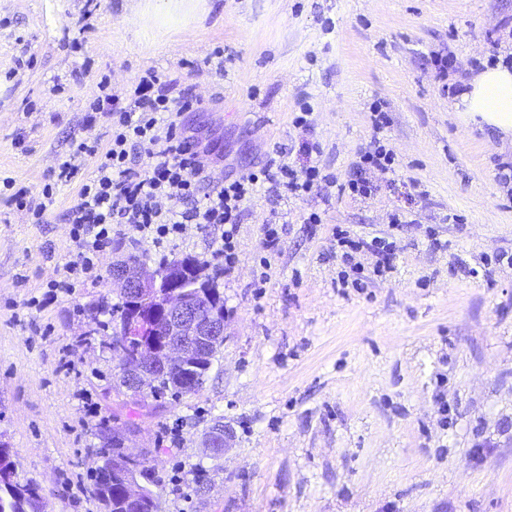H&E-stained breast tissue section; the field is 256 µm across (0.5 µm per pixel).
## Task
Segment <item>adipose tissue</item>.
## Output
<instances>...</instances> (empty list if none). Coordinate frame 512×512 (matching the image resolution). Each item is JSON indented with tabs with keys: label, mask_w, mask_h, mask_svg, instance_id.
Masks as SVG:
<instances>
[{
	"label": "adipose tissue",
	"mask_w": 512,
	"mask_h": 512,
	"mask_svg": "<svg viewBox=\"0 0 512 512\" xmlns=\"http://www.w3.org/2000/svg\"><path fill=\"white\" fill-rule=\"evenodd\" d=\"M469 122L512 135V67L499 63L480 71L460 96Z\"/></svg>",
	"instance_id": "adipose-tissue-1"
}]
</instances>
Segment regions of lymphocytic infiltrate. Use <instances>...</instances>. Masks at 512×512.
Returning <instances> with one entry per match:
<instances>
[{
	"instance_id": "lymphocytic-infiltrate-1",
	"label": "lymphocytic infiltrate",
	"mask_w": 512,
	"mask_h": 512,
	"mask_svg": "<svg viewBox=\"0 0 512 512\" xmlns=\"http://www.w3.org/2000/svg\"><path fill=\"white\" fill-rule=\"evenodd\" d=\"M158 77L154 72L141 76L132 94L121 97L110 90L109 77H102L88 106L91 113H103L112 119V138L106 148L82 143L74 152L60 158L53 175L60 184L80 181L78 198L67 211L78 245L75 258L65 271L68 279L77 275H93L95 258L111 247L120 231L135 240H149L163 245L175 240L187 224L223 226L221 244L212 252L210 265L227 274L238 260L239 234L245 205L264 187L300 199L325 187H337L339 193L365 198L374 191L368 170L395 175V155L380 138L387 125L382 110L371 114L375 132L370 144L359 152L357 161L345 182L324 173L313 156L319 153L317 142L305 139L299 145L303 165L290 162V152L274 145L265 163L236 178L212 181L201 161L212 151L194 136L181 129L174 110H187L200 104V97L189 94L179 103H171L155 93ZM101 156L95 173L83 177L86 158ZM336 243L344 261L352 265V276H341V287H362L365 269L355 263V254L370 253L373 275L393 270L395 245L388 236L364 238L347 229H337Z\"/></svg>"
}]
</instances>
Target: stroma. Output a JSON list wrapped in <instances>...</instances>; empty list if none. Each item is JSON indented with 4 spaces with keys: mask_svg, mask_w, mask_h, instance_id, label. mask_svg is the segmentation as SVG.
<instances>
[{
    "mask_svg": "<svg viewBox=\"0 0 512 512\" xmlns=\"http://www.w3.org/2000/svg\"><path fill=\"white\" fill-rule=\"evenodd\" d=\"M493 55H512V0H205L187 24L163 0H0V442L45 512H98L90 403L138 423L131 449L165 478L158 512H512V267L491 286L455 268L512 251V188L498 180L512 140L463 124L442 89ZM437 56L451 61L443 81ZM149 69L170 99L187 86L203 96L181 121L223 150L212 180L265 161L273 143L297 146L304 98L338 181L373 136L376 101L398 166L392 181L372 173L363 200L259 192L239 261L218 280L228 322L203 387L142 416L113 390L112 352L77 344L85 310L117 302L118 257L206 260L221 230L190 224L163 249L117 235L98 280L52 294L77 252L66 213L79 185L51 171L78 144L109 140L108 118L87 119L102 75L123 92ZM8 180L37 200L53 184L43 223L10 202ZM314 210L317 226L304 221ZM396 213L407 222L392 231ZM277 216L270 254L260 226ZM338 225L391 231L395 270L340 287ZM218 416L233 441L212 457L200 440Z\"/></svg>",
    "mask_w": 512,
    "mask_h": 512,
    "instance_id": "1",
    "label": "stroma"
}]
</instances>
